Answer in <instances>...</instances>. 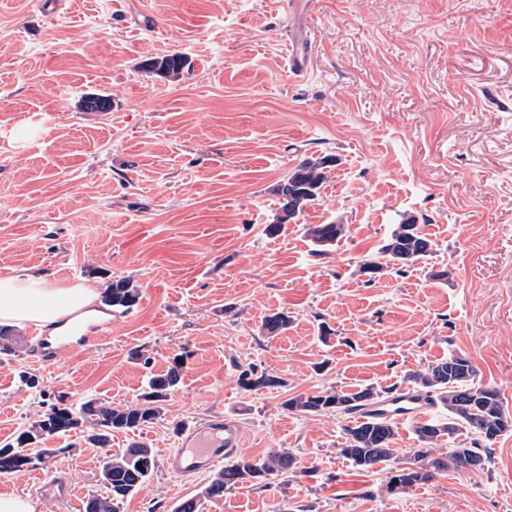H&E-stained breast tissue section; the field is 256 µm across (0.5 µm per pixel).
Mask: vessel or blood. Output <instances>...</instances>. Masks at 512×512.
<instances>
[{
    "label": "vessel or blood",
    "mask_w": 512,
    "mask_h": 512,
    "mask_svg": "<svg viewBox=\"0 0 512 512\" xmlns=\"http://www.w3.org/2000/svg\"><path fill=\"white\" fill-rule=\"evenodd\" d=\"M425 410L422 402L407 396L396 402L380 403L376 413L388 418H420ZM240 438L239 425L220 415L199 424L186 425L179 435L176 448L167 454L165 467L180 475L210 471L237 448Z\"/></svg>",
    "instance_id": "b4317fda"
}]
</instances>
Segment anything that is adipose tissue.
Returning <instances> with one entry per match:
<instances>
[{
  "instance_id": "ef3b65f1",
  "label": "adipose tissue",
  "mask_w": 512,
  "mask_h": 512,
  "mask_svg": "<svg viewBox=\"0 0 512 512\" xmlns=\"http://www.w3.org/2000/svg\"><path fill=\"white\" fill-rule=\"evenodd\" d=\"M98 292L82 283L57 285L35 271L0 278V326L57 334L74 316H96Z\"/></svg>"
}]
</instances>
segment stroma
Wrapping results in <instances>:
<instances>
[{
  "label": "stroma",
  "instance_id": "obj_1",
  "mask_svg": "<svg viewBox=\"0 0 512 512\" xmlns=\"http://www.w3.org/2000/svg\"><path fill=\"white\" fill-rule=\"evenodd\" d=\"M172 54L179 75L145 71ZM310 156L334 158L330 179L284 219L275 188ZM405 211L430 255L366 281L360 262ZM312 224L347 233L318 255ZM32 268L126 279L140 299L94 349L45 363L22 330L0 354V443L58 397L123 408L173 364L182 379L153 423L105 448L48 437L46 465L0 492L83 512L107 450L162 458L184 423L221 414L243 427L239 454L282 448L294 472L203 512H512V432L484 469L395 490L340 455L346 416L284 406L462 353L512 411V0H0V277ZM279 311L288 329L266 336ZM249 368L278 386L244 389ZM47 470L70 500L43 488ZM208 480L157 468L120 512H173Z\"/></svg>",
  "mask_w": 512,
  "mask_h": 512
}]
</instances>
